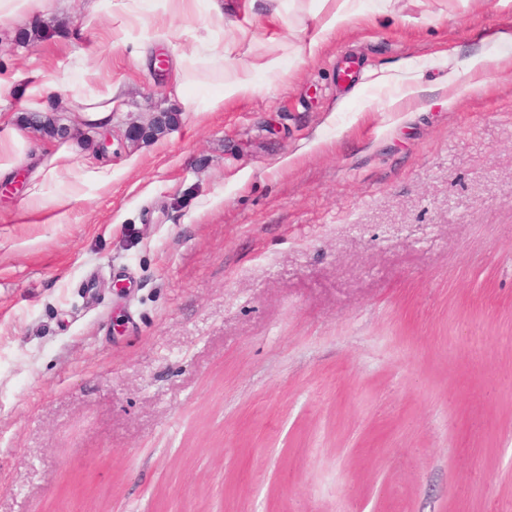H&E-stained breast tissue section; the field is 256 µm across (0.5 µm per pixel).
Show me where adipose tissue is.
I'll use <instances>...</instances> for the list:
<instances>
[{"label": "adipose tissue", "mask_w": 512, "mask_h": 512, "mask_svg": "<svg viewBox=\"0 0 512 512\" xmlns=\"http://www.w3.org/2000/svg\"><path fill=\"white\" fill-rule=\"evenodd\" d=\"M186 0H95L90 14L84 19L83 30L94 33L100 16L118 19L112 30V42L116 45L133 44L138 55H146L152 44L163 39L164 34L154 28L152 18L161 5H184ZM362 0H310V23L299 45L289 46L287 54L269 52L256 64L247 65L218 82H203L195 77L193 69L199 55L198 49L184 51L175 61L177 78L191 111L209 112L225 100L255 92L258 77L263 72L280 69L285 56L314 58L323 50L333 34L345 30L361 12ZM24 86L28 101L38 105L49 86L55 85L76 92V101L83 119L96 123L100 129L112 125L113 102L111 97L87 98L78 95V83L69 72L60 73L53 84L33 81L23 74L12 78H0V179L9 178L17 168L25 166L31 171L28 203L34 211H44L52 224L65 223L70 206L80 200L85 189H104L111 185L113 172L108 165L79 164L74 162L70 145H62L52 154L33 150L12 124L8 113L2 112L3 104L14 96L17 86ZM68 178L67 188L60 193L48 194L47 189Z\"/></svg>", "instance_id": "obj_1"}]
</instances>
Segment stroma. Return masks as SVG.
<instances>
[{"instance_id": "stroma-1", "label": "stroma", "mask_w": 512, "mask_h": 512, "mask_svg": "<svg viewBox=\"0 0 512 512\" xmlns=\"http://www.w3.org/2000/svg\"><path fill=\"white\" fill-rule=\"evenodd\" d=\"M223 2L255 39L205 76L304 36ZM89 4L0 27V76L80 73L124 139L78 142L114 177L67 223L0 192V512H512V69L465 66L512 58V0H364L204 114ZM404 60L426 107L377 81Z\"/></svg>"}]
</instances>
